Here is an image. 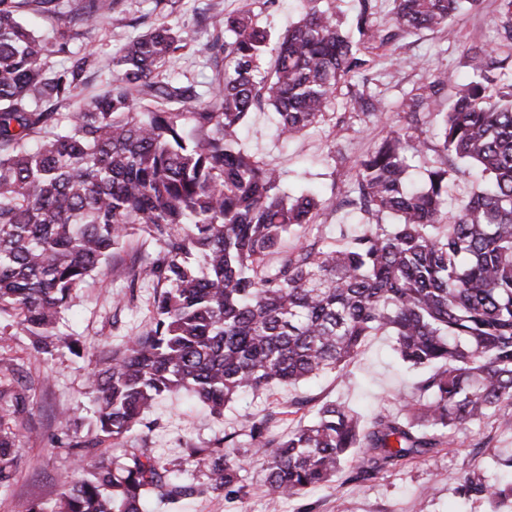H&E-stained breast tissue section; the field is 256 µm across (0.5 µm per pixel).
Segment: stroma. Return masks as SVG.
Wrapping results in <instances>:
<instances>
[{
	"instance_id": "obj_1",
	"label": "stroma",
	"mask_w": 512,
	"mask_h": 512,
	"mask_svg": "<svg viewBox=\"0 0 512 512\" xmlns=\"http://www.w3.org/2000/svg\"><path fill=\"white\" fill-rule=\"evenodd\" d=\"M240 5L241 0H175L161 12L153 0H122L121 7L127 17L135 19V26L116 30L111 17H104L99 25L82 28L67 51L51 50L47 63L60 71L69 66L72 54L87 46L93 48L99 69L90 76L82 94L95 96L111 80L114 53L163 17L193 31V46L181 50L173 63L176 76L206 83L211 70L197 48L211 37L209 18L233 12ZM309 9L308 0H276L272 5L256 0L254 5L260 22L275 35L300 21ZM392 10V0H371V30L361 47L367 64L339 84L332 115L288 143L278 141L269 109L254 110L244 125L241 139L246 149L281 168L288 185L302 184L321 195L325 209L317 223L310 225V234H317L322 224L334 235L342 229L351 234L363 231L359 211L344 197L354 166L390 127L406 124L415 109V95L433 75L447 71L466 81L472 74L469 50L475 46L497 49L502 56L507 53L502 45L499 0H481L478 7L454 18L448 29L413 34H396ZM357 91L369 97V114L354 106L352 95ZM332 146L340 152L333 161L327 158ZM153 252L152 243L127 239L110 267L73 293L59 330L80 336V354L62 349L51 356H35L28 336L20 332L0 344V358L12 359L15 378L35 388L34 397L26 399L19 416L32 433L17 452L11 479L0 487V512H27L33 503L50 506L56 500L60 480L73 463L66 417L86 415L84 391L89 377L101 367L103 351L123 347L153 320L152 284L129 283L133 267L150 259ZM392 344L387 336L367 337L345 373L329 372L293 387L273 386L255 395L247 393L220 414L187 401L182 394L165 395L147 414L144 428L126 442L112 445L110 451L121 457L142 448L163 464L180 459L187 479L199 489L196 497L185 502L182 512H512V497L493 501L468 491L461 483L465 476L477 483H498L512 477V470L500 464L512 455V431L500 425L503 416L512 415V405L501 406L456 431L437 451L404 461L369 481H349L347 472L342 471L328 486L269 502L263 487L264 471L253 448L246 444V417L276 411L271 431L284 437L310 421L326 401L346 403L367 418L381 410L400 413L415 376L400 366ZM228 434L236 437L244 485L231 499L210 489L205 468L188 457L189 449L216 447Z\"/></svg>"
}]
</instances>
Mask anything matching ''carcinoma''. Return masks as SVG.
<instances>
[{
  "instance_id": "1",
  "label": "carcinoma",
  "mask_w": 512,
  "mask_h": 512,
  "mask_svg": "<svg viewBox=\"0 0 512 512\" xmlns=\"http://www.w3.org/2000/svg\"><path fill=\"white\" fill-rule=\"evenodd\" d=\"M120 2L0 0V318H11L37 355L60 346L76 354L79 339L55 332L72 293L127 238L157 248L134 273L155 288L153 322L106 353L86 392L95 436L72 438L76 463L59 499L29 512H145L150 497H193L198 489L178 465L145 451L121 461L97 445L140 429L164 394L185 392L220 414L246 389L342 371L378 332L423 372L404 412L365 423L329 401L283 439L269 432L273 413L248 419L271 499L326 483L353 459V479L371 480L512 404V82L496 86L495 50L474 49V78L444 113L433 155L413 112L357 162L351 203L397 223L369 224L340 246L322 235L284 250V238L314 223L324 201L309 189L283 190V173L242 148L238 131L266 106L286 140L324 119L340 81L366 64L359 44L330 7H314L278 40L263 72L271 36L251 0H242L212 22L224 34L200 48L213 72L207 88L163 73L190 34L160 22L112 58L110 90L83 99L95 52L86 48L55 72L47 45L19 17L67 13L83 27L110 12L127 26ZM477 2L395 0V27L445 28ZM356 28L362 37L370 29L369 0H360ZM450 81L434 77L417 106ZM53 102L74 105L67 125L42 109ZM450 155L460 165L448 166ZM414 163L427 173L423 189L408 187ZM473 170L481 182L448 217V187ZM8 415L0 411V482L24 437L4 426ZM189 455L207 469L212 489L240 493L241 467L223 448ZM472 490L496 499L512 496V483Z\"/></svg>"
}]
</instances>
